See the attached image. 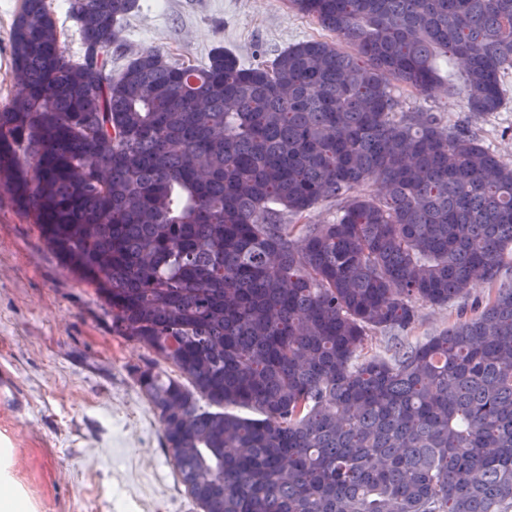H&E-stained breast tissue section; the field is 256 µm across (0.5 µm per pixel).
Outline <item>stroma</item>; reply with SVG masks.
<instances>
[{
    "mask_svg": "<svg viewBox=\"0 0 512 512\" xmlns=\"http://www.w3.org/2000/svg\"><path fill=\"white\" fill-rule=\"evenodd\" d=\"M20 0H0V106L15 89L8 35ZM327 33L287 0H139L123 20L121 66L144 48L200 65L214 49L243 66L269 63L289 45ZM508 102L477 116L462 96L427 98L397 83L400 110L431 112L474 133L512 163V71ZM488 288L454 304L421 307L407 332L379 334L367 353L405 349L491 298ZM160 357L113 333L92 287L70 274L33 224L0 193V375L17 386L21 409L0 404V442L14 450L13 474L37 512H200L178 482L158 416L134 371Z\"/></svg>",
    "mask_w": 512,
    "mask_h": 512,
    "instance_id": "obj_1",
    "label": "stroma"
}]
</instances>
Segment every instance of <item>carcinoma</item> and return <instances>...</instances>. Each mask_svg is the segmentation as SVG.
Instances as JSON below:
<instances>
[{"instance_id":"obj_1","label":"carcinoma","mask_w":512,"mask_h":512,"mask_svg":"<svg viewBox=\"0 0 512 512\" xmlns=\"http://www.w3.org/2000/svg\"><path fill=\"white\" fill-rule=\"evenodd\" d=\"M289 4L336 41L247 68L149 48L114 74L136 0H69L77 57L21 0L0 188L112 332L180 373L135 377L202 512H512V165L392 93L499 111L512 0ZM325 201L336 219L288 223ZM481 288L474 317L362 355Z\"/></svg>"}]
</instances>
